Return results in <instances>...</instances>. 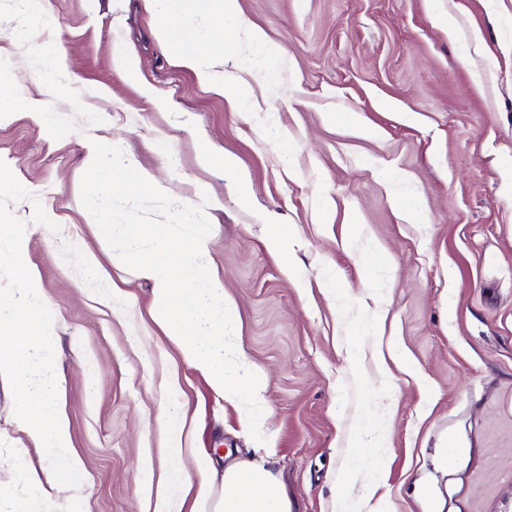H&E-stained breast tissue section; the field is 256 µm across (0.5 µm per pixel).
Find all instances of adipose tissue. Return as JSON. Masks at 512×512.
<instances>
[{"label": "adipose tissue", "instance_id": "adipose-tissue-1", "mask_svg": "<svg viewBox=\"0 0 512 512\" xmlns=\"http://www.w3.org/2000/svg\"><path fill=\"white\" fill-rule=\"evenodd\" d=\"M159 18V37L167 40L180 60L196 67L199 59L212 52L215 35L239 25L237 0H150ZM213 20V33L192 35L181 20L199 13ZM224 495L213 501V512H293V503L274 475L259 463L239 462L225 468Z\"/></svg>", "mask_w": 512, "mask_h": 512}]
</instances>
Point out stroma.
<instances>
[{"label": "stroma", "instance_id": "obj_1", "mask_svg": "<svg viewBox=\"0 0 512 512\" xmlns=\"http://www.w3.org/2000/svg\"><path fill=\"white\" fill-rule=\"evenodd\" d=\"M223 51L184 65L144 0H0V77L37 101L0 124V160L61 227L27 220L53 306L70 453L44 449L0 382V512H209L195 459L263 464L295 512L370 485L390 512H512L484 469L512 423V0H238ZM260 31L264 56L248 39ZM210 73L202 80L200 71ZM244 80L249 98L224 96ZM119 146L178 203L209 196L207 266L240 363L262 376L264 442L194 370L80 202L87 145ZM237 160L225 171L202 146ZM457 449L443 463L447 442Z\"/></svg>", "mask_w": 512, "mask_h": 512}]
</instances>
